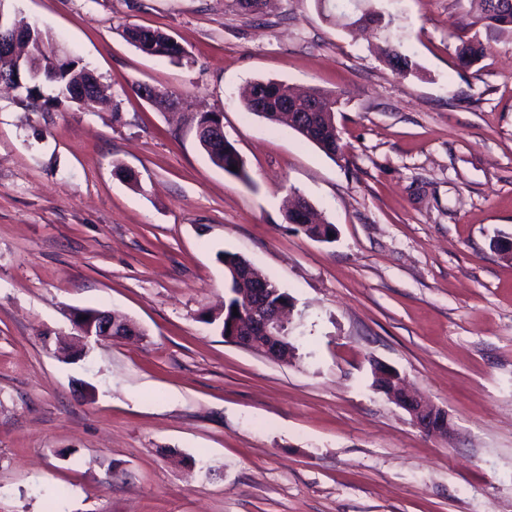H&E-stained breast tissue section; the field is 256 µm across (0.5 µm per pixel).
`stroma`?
I'll use <instances>...</instances> for the list:
<instances>
[{
	"label": "stroma",
	"instance_id": "obj_1",
	"mask_svg": "<svg viewBox=\"0 0 512 512\" xmlns=\"http://www.w3.org/2000/svg\"><path fill=\"white\" fill-rule=\"evenodd\" d=\"M372 5L393 24L352 31L318 0H0L113 99L0 92V512H512V255L492 246L512 240V30L475 0ZM397 41L415 74L383 61ZM464 41L483 48L468 67ZM256 79L334 91L343 153L245 113ZM206 112L248 181L200 147ZM295 192L332 242L286 221ZM225 250L292 297L288 361L208 323ZM80 309L138 334L61 353ZM377 362L452 433L376 390ZM147 30L143 37H138L130 26H127L123 35L130 44L147 55L168 58L178 63L187 57L185 49L173 36L157 29ZM298 199L304 200L308 208L307 213L303 215L302 225H304V227H297L298 230L302 231L307 237L313 240L331 242L333 236L329 226L334 227V225L330 224V222L318 214L312 205L308 204L307 199L303 197H299ZM323 237L324 239H321Z\"/></svg>",
	"mask_w": 512,
	"mask_h": 512
}]
</instances>
